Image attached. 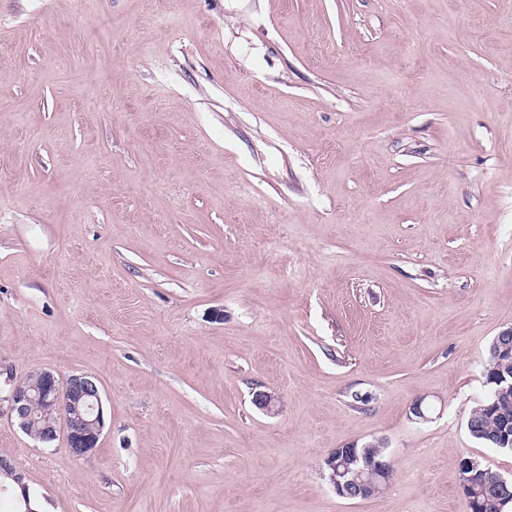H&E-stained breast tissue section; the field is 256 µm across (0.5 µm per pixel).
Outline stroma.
<instances>
[{
	"mask_svg": "<svg viewBox=\"0 0 512 512\" xmlns=\"http://www.w3.org/2000/svg\"><path fill=\"white\" fill-rule=\"evenodd\" d=\"M510 326L512 0H0V396L105 418L77 459L0 416L42 512H469ZM2 403H6L10 419L28 435L40 420L38 434L31 435L42 443H51L62 434L66 447L77 459L98 448L105 420L101 392L94 377L74 374L63 381L52 371H33L0 398V411ZM37 403L41 413L36 412ZM327 459H332L330 483L336 493L343 498L365 500L366 491L375 488L378 482L384 480L383 470L376 465H366L352 470L349 463L344 462V452L341 448L334 449ZM342 463L343 470L337 469V466H341ZM347 474H351L350 477H347ZM341 477L344 479V483H342Z\"/></svg>",
	"mask_w": 512,
	"mask_h": 512,
	"instance_id": "obj_1",
	"label": "stroma"
}]
</instances>
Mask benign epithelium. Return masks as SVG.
Wrapping results in <instances>:
<instances>
[{"instance_id":"benign-epithelium-1","label":"benign epithelium","mask_w":512,"mask_h":512,"mask_svg":"<svg viewBox=\"0 0 512 512\" xmlns=\"http://www.w3.org/2000/svg\"><path fill=\"white\" fill-rule=\"evenodd\" d=\"M2 403L6 404L10 419L23 432L28 434L36 423H41L36 438L48 444L64 436L66 447L77 459L87 457L98 448L105 426L104 409L97 380L91 376L74 374L63 381L51 371H33L0 398ZM253 403L267 413L276 412V397L269 392L254 393ZM329 458L330 483L343 498L362 499L367 490L384 480L383 470L375 465L351 469L339 448L334 449ZM1 475L13 479L19 488L17 499L22 512H36L32 507L35 496L24 476L2 455Z\"/></svg>"}]
</instances>
